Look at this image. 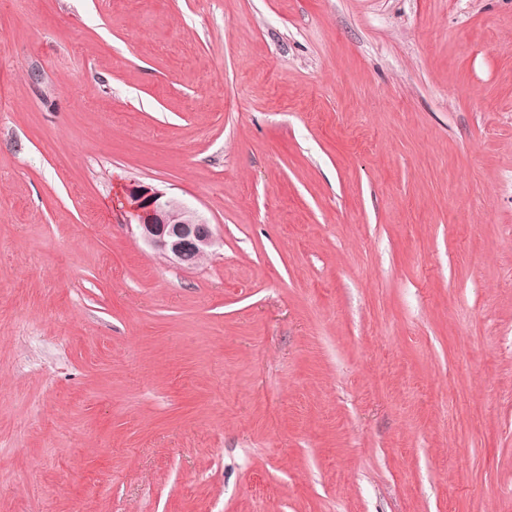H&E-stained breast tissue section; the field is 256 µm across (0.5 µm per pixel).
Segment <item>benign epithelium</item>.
Instances as JSON below:
<instances>
[{
	"instance_id": "7a95c632",
	"label": "benign epithelium",
	"mask_w": 512,
	"mask_h": 512,
	"mask_svg": "<svg viewBox=\"0 0 512 512\" xmlns=\"http://www.w3.org/2000/svg\"><path fill=\"white\" fill-rule=\"evenodd\" d=\"M126 204L140 237L184 268H193L215 245L212 225L175 196L141 184L126 188Z\"/></svg>"
}]
</instances>
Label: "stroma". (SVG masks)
Here are the masks:
<instances>
[{
  "mask_svg": "<svg viewBox=\"0 0 512 512\" xmlns=\"http://www.w3.org/2000/svg\"><path fill=\"white\" fill-rule=\"evenodd\" d=\"M0 512H512V0H0ZM126 204L140 237L175 264L193 268L212 253V225L179 198L133 183L126 188Z\"/></svg>",
  "mask_w": 512,
  "mask_h": 512,
  "instance_id": "obj_1",
  "label": "stroma"
}]
</instances>
